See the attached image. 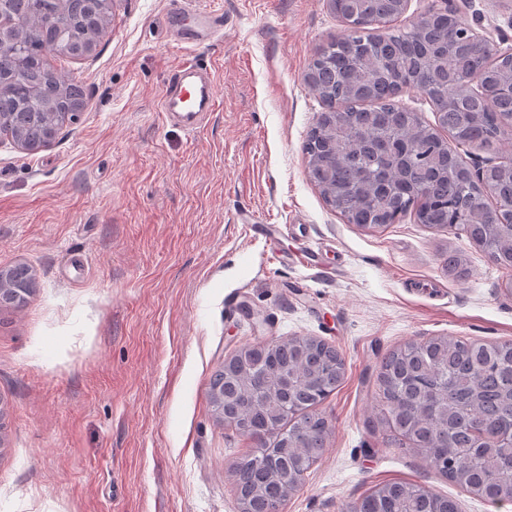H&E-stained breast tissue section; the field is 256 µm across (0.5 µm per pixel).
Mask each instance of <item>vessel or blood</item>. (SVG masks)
Segmentation results:
<instances>
[{
    "instance_id": "1",
    "label": "vessel or blood",
    "mask_w": 512,
    "mask_h": 512,
    "mask_svg": "<svg viewBox=\"0 0 512 512\" xmlns=\"http://www.w3.org/2000/svg\"><path fill=\"white\" fill-rule=\"evenodd\" d=\"M216 104L211 74L197 63L182 64L169 77L161 97V110L188 131L198 129Z\"/></svg>"
}]
</instances>
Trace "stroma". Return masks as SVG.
Wrapping results in <instances>:
<instances>
[{
    "label": "stroma",
    "mask_w": 512,
    "mask_h": 512,
    "mask_svg": "<svg viewBox=\"0 0 512 512\" xmlns=\"http://www.w3.org/2000/svg\"><path fill=\"white\" fill-rule=\"evenodd\" d=\"M198 9L223 23L193 44ZM460 18L512 47V0H464ZM110 27L83 56L48 57L84 88L78 120L34 153L0 137V269L33 276L25 305L0 307V512H241L230 469L255 443L218 418L210 378L286 336L335 346L345 374L282 512H349L390 481L512 512L392 447L380 419L388 352L512 340V285L464 232L410 213L361 228L311 182L303 146L324 105L304 75L341 20L324 0H112ZM190 59L217 96L194 133L160 110ZM452 252L467 279L448 274Z\"/></svg>",
    "instance_id": "obj_1"
}]
</instances>
